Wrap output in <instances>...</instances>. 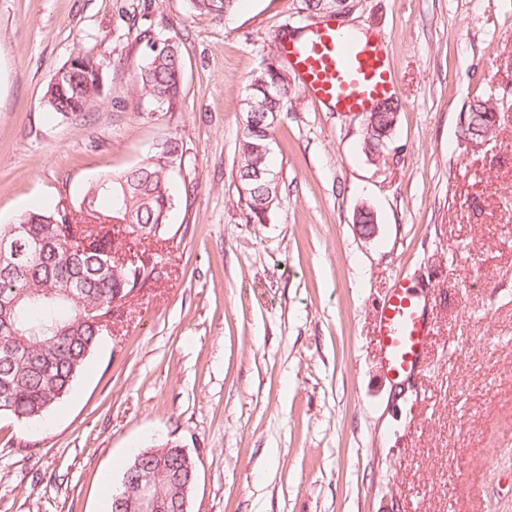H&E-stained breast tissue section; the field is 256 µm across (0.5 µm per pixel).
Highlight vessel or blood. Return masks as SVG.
<instances>
[{"instance_id":"1","label":"vessel or blood","mask_w":512,"mask_h":512,"mask_svg":"<svg viewBox=\"0 0 512 512\" xmlns=\"http://www.w3.org/2000/svg\"><path fill=\"white\" fill-rule=\"evenodd\" d=\"M282 52L310 99L333 111L366 112L393 91L390 64L373 34L321 25L288 40ZM432 333L423 289L398 279L377 324L382 366L395 385L415 377Z\"/></svg>"}]
</instances>
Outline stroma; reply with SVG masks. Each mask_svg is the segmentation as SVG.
<instances>
[{"label": "stroma", "instance_id": "stroma-1", "mask_svg": "<svg viewBox=\"0 0 512 512\" xmlns=\"http://www.w3.org/2000/svg\"><path fill=\"white\" fill-rule=\"evenodd\" d=\"M311 22L303 0L221 17L187 0H0V224L183 146L154 244L169 273L42 420L0 415V512H111L133 452L168 439L197 462L190 512H512V0H360L349 26L379 38L399 102L389 148L371 161L359 118L292 79L271 154L281 203L249 224L247 80L281 29ZM170 36L179 102L153 112L135 77ZM78 52L102 103L71 119L42 97ZM488 97L500 122L476 148L460 116ZM400 275L433 280L435 322L402 388L374 334Z\"/></svg>", "mask_w": 512, "mask_h": 512}]
</instances>
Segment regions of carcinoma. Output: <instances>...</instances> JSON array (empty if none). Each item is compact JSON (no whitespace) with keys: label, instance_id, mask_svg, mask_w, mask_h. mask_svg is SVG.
I'll use <instances>...</instances> for the list:
<instances>
[{"label":"carcinoma","instance_id":"cac0c4a2","mask_svg":"<svg viewBox=\"0 0 512 512\" xmlns=\"http://www.w3.org/2000/svg\"><path fill=\"white\" fill-rule=\"evenodd\" d=\"M190 12L222 16L236 0H187ZM182 52L178 42L169 47L149 46L136 76L141 103L156 112L170 111L177 103L182 78ZM290 86L289 73L267 64L252 74L246 99L261 104L260 113L246 119L237 144L236 177L245 192V222L264 224L280 204L277 184L270 174L269 154L272 118L281 113ZM100 90L94 71L72 67L51 91L44 105L65 118L95 109ZM398 110L391 99L383 102L375 132L363 141L368 155L381 158L391 136L389 113ZM498 109L488 100L476 99L465 111L467 131L477 143L492 136ZM168 157L154 149L141 163L119 175L106 174L85 189L77 210L87 205L96 213L95 224H72L65 206L54 205L23 215L14 224H0V240L6 238L14 252L0 263V415L34 421L47 414L71 390L105 326L90 311L112 313V305L129 294L136 274L148 280L152 271L108 263V255L120 250L112 237L116 201L125 203L132 225L118 230L143 239L168 231L173 208L170 156L180 152L177 139L165 140ZM267 175L257 176V170ZM144 487L157 492L170 512L184 503V489L196 477L195 460L172 441L143 448L125 466Z\"/></svg>","mask_w":512,"mask_h":512}]
</instances>
